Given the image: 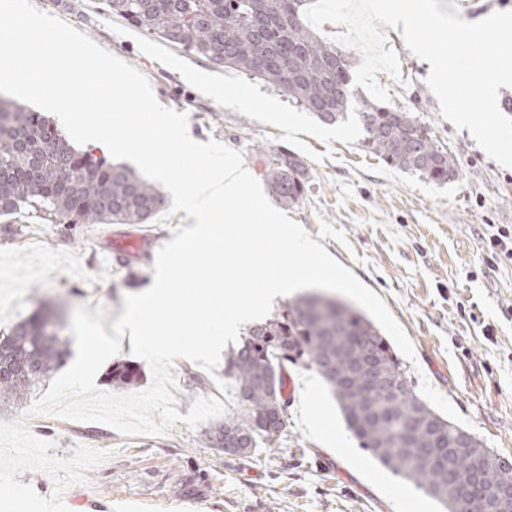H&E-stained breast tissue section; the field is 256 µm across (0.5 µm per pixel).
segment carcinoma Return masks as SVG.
Listing matches in <instances>:
<instances>
[{
  "mask_svg": "<svg viewBox=\"0 0 512 512\" xmlns=\"http://www.w3.org/2000/svg\"><path fill=\"white\" fill-rule=\"evenodd\" d=\"M108 12L131 26L216 66L233 68L282 90L288 99L333 125L358 111L364 144L386 164L437 183L459 176V162L436 145L428 127L410 113L375 103L350 84V64L300 19L303 0H105ZM268 195L288 208L307 187L304 164L293 155L267 162ZM167 204L149 180L124 164L80 151L38 112L0 95V215L24 209L60 224H144ZM50 306L34 312L0 337V402H21L56 370L70 339ZM302 363L324 380L362 448L384 467L424 490L454 512L448 477L470 479L474 455H490L483 443L459 452L451 469L425 452L431 436L462 432L437 414L408 384L405 367L380 330L360 311L328 301L315 311L302 295L263 323L250 327L224 361L233 379L237 410L205 431L211 448H241L249 455L273 445L285 429L288 364ZM385 373L396 389L376 388L370 375ZM109 380L138 383L132 364L118 361ZM505 458L494 456L470 512H495L489 490Z\"/></svg>",
  "mask_w": 512,
  "mask_h": 512,
  "instance_id": "cac0c4a2",
  "label": "carcinoma"
}]
</instances>
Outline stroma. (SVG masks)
<instances>
[{
  "mask_svg": "<svg viewBox=\"0 0 512 512\" xmlns=\"http://www.w3.org/2000/svg\"><path fill=\"white\" fill-rule=\"evenodd\" d=\"M142 72L158 101L187 114L188 134L243 153L261 178L266 160L289 152L309 182L288 216L386 303L410 339L404 360L413 390L438 414L512 459V260L489 240L512 225V169L500 166L467 130L443 119L426 85V63L387 29L400 80L378 73L389 107L428 125L456 156L460 176L438 184L387 165L363 146L357 118L319 122L268 83L172 47L108 13L98 0H33ZM253 100L240 107L235 92ZM191 218L154 215L145 224H54L28 211L0 217V332L60 303L105 309L104 326L125 295L153 280L158 251ZM295 398L274 447L230 457L179 422L164 433L127 436L99 422L28 414L0 406V512H445L360 448L321 377L288 367ZM179 413L198 397L237 403L223 368L173 362ZM317 418L323 439L308 427Z\"/></svg>",
  "mask_w": 512,
  "mask_h": 512,
  "instance_id": "1",
  "label": "stroma"
}]
</instances>
